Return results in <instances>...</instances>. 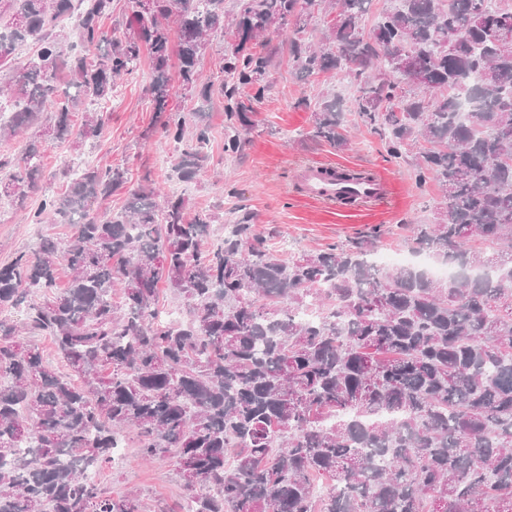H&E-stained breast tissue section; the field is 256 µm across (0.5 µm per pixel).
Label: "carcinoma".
<instances>
[{
	"label": "carcinoma",
	"instance_id": "obj_1",
	"mask_svg": "<svg viewBox=\"0 0 512 512\" xmlns=\"http://www.w3.org/2000/svg\"><path fill=\"white\" fill-rule=\"evenodd\" d=\"M370 2L334 0L320 46L291 39L292 73L348 77L357 123L389 158L424 143L413 178L440 189L447 221L410 225L404 244L456 275L373 265L375 229L285 257L248 212L209 245L212 215L187 212L181 196L158 203L147 177L121 212L98 217L92 203L127 170L82 168L27 214L73 233L0 265V512H143L137 493L86 478L128 436L144 461L173 455L196 490L171 512H512V39L500 35L512 0H397L367 35ZM316 5L236 0L227 22L224 0H154L106 31L112 0H8L0 65L28 39L41 48L0 91L22 101L0 140L48 106L38 137H99V113L73 117L146 55L153 126L181 146L175 171L191 180L208 160L205 104L224 100V155L237 157L268 91L269 26L299 24ZM67 15L102 53H62ZM172 24L180 85L202 101L189 114L171 106ZM215 33L234 40L217 85L198 69ZM309 137L347 145L340 99L318 102ZM41 177L35 143L0 156V197L22 207ZM162 287L193 301L187 319L155 321ZM310 306L318 321L298 320ZM24 331L49 337L65 368Z\"/></svg>",
	"mask_w": 512,
	"mask_h": 512
}]
</instances>
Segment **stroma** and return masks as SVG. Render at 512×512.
<instances>
[{
    "mask_svg": "<svg viewBox=\"0 0 512 512\" xmlns=\"http://www.w3.org/2000/svg\"><path fill=\"white\" fill-rule=\"evenodd\" d=\"M149 60H141L136 71L119 81L113 98L105 106L90 104L105 122L100 137L79 144L49 143L44 152V175L28 197V208H36L44 197L58 196L69 185L70 162L84 158L101 168L120 166L128 171L126 187L98 200L93 210L103 214L120 210L130 190L144 180L164 194L183 195L189 212L212 214L208 243L224 236L225 224L248 212L259 230L272 232L275 249L311 250L378 229L376 249L403 250L402 237L409 224L434 223L440 211V190L433 185L418 187L411 178L415 154L390 161L378 134L364 130L354 134L345 150L308 138L311 111L299 106L302 98L323 94L350 99L348 80L330 75L296 79L288 67L287 54H280L270 69L266 99L257 105L255 129L240 156L224 157V102L209 104L211 140L205 148L208 167L193 180L180 181L172 169L177 151L162 133L152 128L154 103L150 90ZM332 162L346 168L366 169L383 176L386 198L378 203L342 209L303 199L296 187V170L305 163ZM66 224H29L10 200L0 201V265L18 253L32 251L45 237L71 233ZM112 492L128 489L141 494L144 512H172L189 495L172 458L139 465L135 448L124 451L119 462L97 475Z\"/></svg>",
    "mask_w": 512,
    "mask_h": 512,
    "instance_id": "35a3bbf8",
    "label": "stroma"
}]
</instances>
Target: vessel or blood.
I'll return each mask as SVG.
<instances>
[{
  "label": "vessel or blood",
  "mask_w": 512,
  "mask_h": 512,
  "mask_svg": "<svg viewBox=\"0 0 512 512\" xmlns=\"http://www.w3.org/2000/svg\"><path fill=\"white\" fill-rule=\"evenodd\" d=\"M300 191L308 199L325 203L350 195L366 202L382 199L387 191L386 183L373 178L359 183L344 181L335 166L328 164H306L298 170Z\"/></svg>",
  "instance_id": "b4317fda"
}]
</instances>
